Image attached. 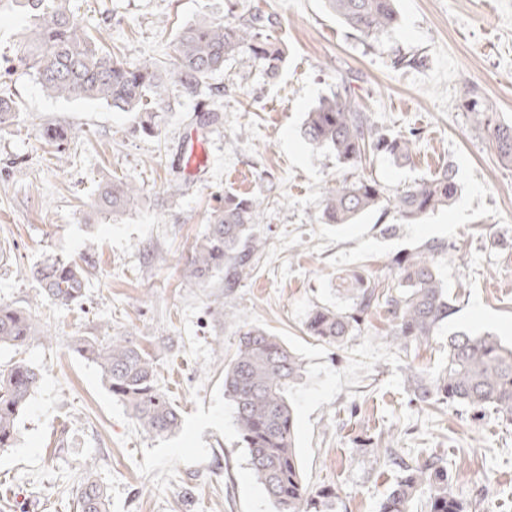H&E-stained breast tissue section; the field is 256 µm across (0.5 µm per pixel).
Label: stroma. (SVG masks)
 <instances>
[{"instance_id": "35a3bbf8", "label": "stroma", "mask_w": 512, "mask_h": 512, "mask_svg": "<svg viewBox=\"0 0 512 512\" xmlns=\"http://www.w3.org/2000/svg\"><path fill=\"white\" fill-rule=\"evenodd\" d=\"M69 8L130 65L171 71L181 27L256 13L287 56L273 78L242 52L194 91L169 84L160 132L147 136L135 131L134 113L49 97L23 61L29 15L0 0V97L18 107L0 126V302L53 334L0 347V365L22 357L41 373L15 447L0 450V512H77L89 458L108 512H274L213 355L219 343L232 355L244 325L280 336L305 364L296 448L310 488L335 489V512H378L397 478L378 461L388 444L446 466L467 512H512V424L412 402L403 383L409 367L436 374L454 332L512 342V167L461 108L473 90L512 122V0H397L398 23L377 44L325 0H69ZM343 87L377 130L416 132L409 164L378 155L346 167L305 143L306 112ZM212 108L219 120L202 124ZM47 126L67 139L47 143ZM198 141L208 161L190 174L182 156ZM449 166L456 201L418 222L382 208L353 224L319 220L334 179H374L389 200ZM117 179L136 183L141 199L114 218L92 202L99 184ZM228 193L262 200L255 229L265 249L237 288L225 289L220 272L186 287L192 248ZM433 238L450 246L439 271L455 306L433 340L399 351L381 309L342 347L305 335L314 305L343 303L340 276L391 280L393 258ZM83 257L92 274L81 305L38 297L27 271ZM117 335L155 357L179 432L139 427L71 348L76 336Z\"/></svg>"}]
</instances>
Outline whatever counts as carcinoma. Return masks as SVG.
I'll use <instances>...</instances> for the list:
<instances>
[{"label":"carcinoma","mask_w":512,"mask_h":512,"mask_svg":"<svg viewBox=\"0 0 512 512\" xmlns=\"http://www.w3.org/2000/svg\"><path fill=\"white\" fill-rule=\"evenodd\" d=\"M34 17L23 35L24 59L42 88L64 99L90 100L114 110L133 112L138 128L157 134L166 102L167 83L195 89L224 61L242 51L274 77L284 62V48L265 37L253 17L247 23L200 20L184 27L174 44L176 64L162 73L145 61L128 65L105 51L73 17L67 0H15ZM331 13L366 39L377 40L397 20L396 0H326ZM464 111L488 135L499 161L512 166V123L497 120L486 102L472 93L462 102ZM305 141L356 167L370 155L384 154L398 164L411 158L412 139L404 134L381 133L370 123L346 91L322 99L307 112L302 127ZM458 193L455 174L448 166L438 174L403 189L391 209L402 222L417 221L453 204ZM140 188L131 181L115 180L100 187L94 207L118 217L137 205ZM381 190L371 179H338L325 187L320 221L351 224L380 207ZM262 201L244 195L224 194V205L209 216L206 234L192 250L186 284L201 285L214 272H224V287H237L250 274L265 241L256 235ZM448 244L429 239L394 259L395 280L372 281L361 274L342 279V291L351 304L345 308L315 306L309 312L306 333L330 346L341 347L359 330L371 311L383 306L392 317L390 342L408 351L427 343L454 313L442 283L437 259ZM88 261L48 260L32 271L47 299L65 306L84 297ZM37 329L26 311L0 302V346L21 349L36 338ZM75 350L99 369L112 397L125 405L135 422L155 435L179 429L181 417L158 385L154 359L128 336L104 341L77 336ZM224 371V396L234 413L248 465L273 504L275 512H335L330 487L311 490L296 450L294 409L289 390L301 383L304 363L279 337L264 329L242 326L234 356L224 360V344L214 349ZM40 371L23 358L0 368V448L14 446L20 420L39 385ZM404 386L410 401L425 405L461 406L476 421L491 411L512 423V345L491 334L455 332L441 370L426 376L407 368ZM383 459L399 476L382 500L379 512H415L426 499L429 512H466L465 504L450 488L448 469L432 460L412 463L396 448L384 449ZM80 487L81 512H108L106 489L94 478L95 462H84Z\"/></svg>","instance_id":"cac0c4a2"}]
</instances>
